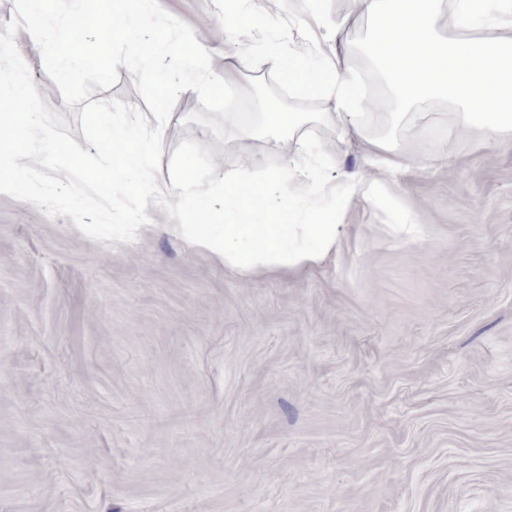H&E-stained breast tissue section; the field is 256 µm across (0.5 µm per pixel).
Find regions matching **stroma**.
I'll return each instance as SVG.
<instances>
[{"label":"stroma","mask_w":512,"mask_h":512,"mask_svg":"<svg viewBox=\"0 0 512 512\" xmlns=\"http://www.w3.org/2000/svg\"><path fill=\"white\" fill-rule=\"evenodd\" d=\"M159 3L195 29L233 11ZM254 10L221 46L248 57L223 97L179 96L159 176L277 166L273 143L224 134L270 93L343 154L319 178L362 164L324 102L263 62L308 48L299 18ZM117 72L71 107L40 74L44 121L84 155L39 205L0 196V512H512V143L450 140V166L357 202L323 263L245 278L141 186L101 194L105 139L147 109ZM129 210L139 223L116 226Z\"/></svg>","instance_id":"stroma-1"}]
</instances>
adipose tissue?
<instances>
[{"instance_id":"adipose-tissue-1","label":"adipose tissue","mask_w":512,"mask_h":512,"mask_svg":"<svg viewBox=\"0 0 512 512\" xmlns=\"http://www.w3.org/2000/svg\"><path fill=\"white\" fill-rule=\"evenodd\" d=\"M355 15L328 16L318 0H308L302 14L313 39L311 53L320 57L318 70L303 63H284L272 51L265 62L288 85L306 89L332 105L333 119L343 136L356 138L364 148L361 168L335 183L318 179L310 162L313 148L299 130L307 112L260 113L257 121L246 114L227 113L225 128L249 149L252 140L271 137L284 145L281 164L264 173L248 165L226 173L223 183L205 184L188 174L155 176L157 158L168 114L156 102L150 111L135 115L134 130L110 141L106 149L119 177L105 184L107 193L126 194L140 183L150 203L185 215L180 230L194 246L225 267L245 275L296 272L335 253L336 228L344 212L369 199L385 179L416 172L430 175L434 164L448 158L447 143L425 136L433 102L448 106L442 128L449 137L474 130L486 147L512 139V0H355ZM42 0H19L13 18L16 42L0 46V68L13 75L17 88L15 116L0 123V195H18L31 205L42 200L39 172L46 158L16 143L19 117L32 121L31 133L41 142L55 143L50 126L41 124L45 102L28 74L43 53L62 63L83 58L75 28L65 40H56L47 27L34 24ZM252 0H236L230 19L212 16L204 30L178 52L188 77L184 92L206 101L217 82V64L225 57L217 42L226 32L245 35L251 26ZM364 34L351 38L354 27ZM30 173L20 183L18 173ZM224 200V220L198 224L190 212L212 196ZM323 206L325 219L304 223V213Z\"/></svg>"}]
</instances>
